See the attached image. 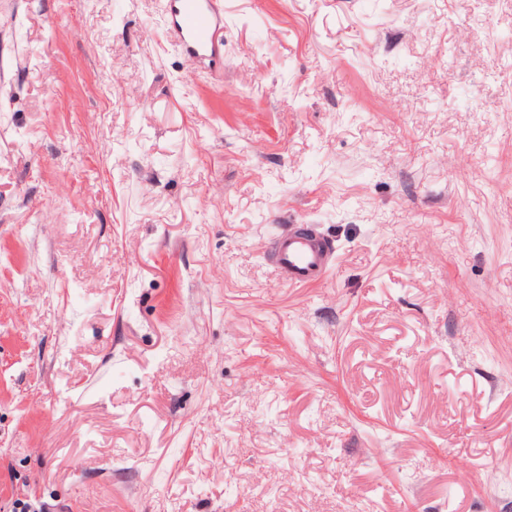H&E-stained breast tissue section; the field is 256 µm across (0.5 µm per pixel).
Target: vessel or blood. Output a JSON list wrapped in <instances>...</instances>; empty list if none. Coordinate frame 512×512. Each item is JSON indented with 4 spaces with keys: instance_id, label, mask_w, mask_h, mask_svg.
<instances>
[{
    "instance_id": "b4317fda",
    "label": "vessel or blood",
    "mask_w": 512,
    "mask_h": 512,
    "mask_svg": "<svg viewBox=\"0 0 512 512\" xmlns=\"http://www.w3.org/2000/svg\"><path fill=\"white\" fill-rule=\"evenodd\" d=\"M171 45L186 61H224V9L219 0H161ZM273 264L292 287L322 283L333 270L338 248L305 224L285 225L270 247Z\"/></svg>"
}]
</instances>
